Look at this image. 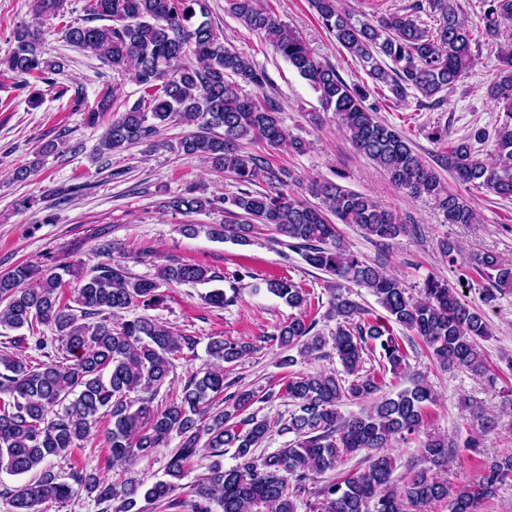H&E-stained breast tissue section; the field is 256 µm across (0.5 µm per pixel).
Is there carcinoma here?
Listing matches in <instances>:
<instances>
[{"mask_svg":"<svg viewBox=\"0 0 512 512\" xmlns=\"http://www.w3.org/2000/svg\"><path fill=\"white\" fill-rule=\"evenodd\" d=\"M69 2L34 0V12L43 20L62 19ZM426 2L389 9L370 22L353 19L339 0H309L318 21L365 68L369 85L347 84L261 0H228V9L309 82L323 109L336 114L338 127L357 153L380 167L397 188L410 197L433 200L448 224H476V210L449 190L406 136L378 118L379 97L386 87L398 102L410 89L431 99L456 86L482 59V40L498 37L501 27L512 23V0H482L479 30L461 17L458 0ZM85 10L109 24L69 22L64 26L68 44L118 74L131 73L140 88L138 100L106 128L99 154L133 144L154 147L161 128L173 122L197 125L199 132L180 139L179 151L228 173L238 191L227 197L176 195L164 202L166 208L182 214L224 209L230 219L201 228L212 239L238 245L250 242L257 225L272 228L281 236L278 243L298 251L309 266L368 289L391 320L425 340L440 364L485 373L478 340L488 335V326L478 310L434 278L424 282L420 296L409 294L397 277L351 252L338 229L355 224L368 237L392 240L406 233V225L396 223L366 195L335 182L312 184L310 192L322 199V206L310 205L283 190L288 170L245 149V140L294 153L305 151L306 145L282 125L272 100L242 93L244 84L263 90L267 73L225 46L209 21L197 19L207 15L205 0H86ZM418 13L427 19L416 17ZM46 34L40 27L16 26L4 59L7 70L53 85L64 66L45 57ZM382 56L391 60V67L382 66ZM496 61L487 93L504 119L489 158L481 157L480 149L489 135L476 128L440 155V166L462 185L512 199V50L499 51ZM118 100V87L106 89L89 110L88 123H95L102 112L117 111ZM217 128L222 132H215ZM260 180L268 190H251ZM472 269L492 283L485 301L512 290V265L497 256H475ZM77 280L67 302L62 298L63 278L56 272L21 264L0 276V328L22 332L18 343L30 340L41 351L56 344L66 353L62 361L33 367L26 356L0 350V473L33 474L30 481L4 491L12 512H46V504L66 503L83 493L106 504L103 512H146L138 506L140 499L148 505L165 502L176 512H213L214 504L222 512H295L294 500L303 496L310 512H425L427 505L439 501L448 503V512H481L499 486L512 480V457H504L484 464L473 481L452 486L436 475L448 465V444L427 440L420 448L422 466L411 468L402 487L392 483L394 463L385 448L397 436L420 432L424 408L434 396L421 380L394 396L380 394L383 379L362 373L364 356L379 350L395 372L406 353L397 337L340 292L330 302L336 318L332 349L352 380L335 371L289 372L281 395L295 411L272 422L246 414L255 391L224 396V365L244 359L253 345L222 336L207 344L213 368L190 377L165 406L153 405L173 372V358L185 348L194 349L195 341L175 335L150 316L123 317L133 307L158 306L164 285L222 282V273L176 264L161 267L150 279L102 262ZM266 286L300 310L268 336L286 351L298 349V356L282 359L283 366L293 367L321 351L326 338L315 331L316 321L307 318L311 301L306 289L289 280H269ZM231 292L229 296L217 288L204 301L222 307L237 298V290ZM42 326L53 335L46 336ZM346 400L367 402L369 408L346 416L340 412ZM219 403L224 408L216 412ZM105 416L112 421L105 435L112 465H134L172 436L179 437V448L165 466L168 479L117 486L95 473L75 470L66 481L54 472L50 460L84 447ZM273 431L293 435L292 442L255 455ZM201 443L214 458L209 474L189 485V497L179 499L173 496L175 481L188 475ZM230 448L238 463L226 469L224 452ZM359 453L365 454L362 470L310 488L317 476Z\"/></svg>","mask_w":512,"mask_h":512,"instance_id":"cac0c4a2","label":"carcinoma"}]
</instances>
